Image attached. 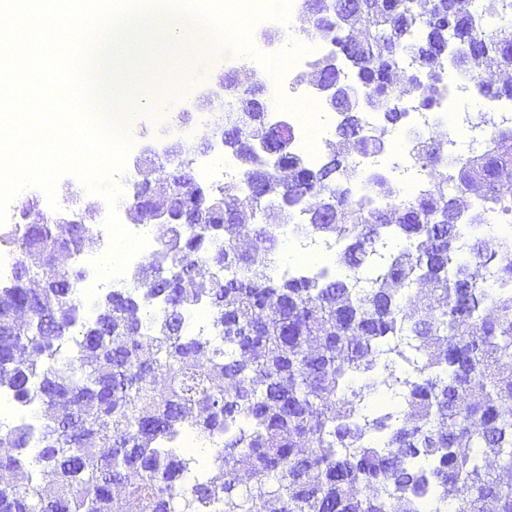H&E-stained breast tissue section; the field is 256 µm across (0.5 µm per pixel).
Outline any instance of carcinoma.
<instances>
[{"label":"carcinoma","mask_w":512,"mask_h":512,"mask_svg":"<svg viewBox=\"0 0 512 512\" xmlns=\"http://www.w3.org/2000/svg\"><path fill=\"white\" fill-rule=\"evenodd\" d=\"M416 2L336 0L315 25L302 10V43L333 41L348 56L341 69L321 61L319 81L353 74L381 113L378 133L352 136L366 108L339 98L338 134L311 168L292 132L242 120L224 138L238 181L214 189L200 218L162 225L164 249L125 287L85 304L78 274L56 270L60 252L98 244L92 224L59 235L45 216L0 234L14 253L0 284V390L39 403L33 424L0 421L11 446L0 472L23 475L0 482V512H420L431 491L455 512H512V482L493 468L512 473V242L468 233L512 216L500 180L512 129L486 118L491 142L446 161L439 140L420 137L423 193L394 196L376 173L369 198L352 195L355 156L380 152L407 103L434 110L449 68L512 70V0ZM259 95L238 88L217 124ZM256 137L275 153L255 152ZM243 182L256 186L255 211L288 201L279 223L243 222ZM178 198L195 208L190 178L128 206L148 219ZM308 198L291 231L342 240L338 272L274 276L279 229ZM244 236L256 254L238 249ZM420 284L437 292L423 307ZM199 308L207 323L194 333ZM188 428L207 457L178 447Z\"/></svg>","instance_id":"1"}]
</instances>
